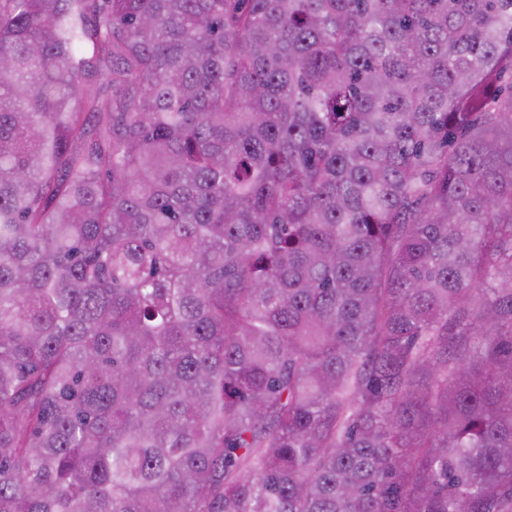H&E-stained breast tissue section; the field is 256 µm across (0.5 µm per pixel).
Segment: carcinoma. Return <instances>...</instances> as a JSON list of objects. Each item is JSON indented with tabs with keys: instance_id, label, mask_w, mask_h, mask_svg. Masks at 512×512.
<instances>
[{
	"instance_id": "cac0c4a2",
	"label": "carcinoma",
	"mask_w": 512,
	"mask_h": 512,
	"mask_svg": "<svg viewBox=\"0 0 512 512\" xmlns=\"http://www.w3.org/2000/svg\"><path fill=\"white\" fill-rule=\"evenodd\" d=\"M0 512H512V0H0Z\"/></svg>"
}]
</instances>
